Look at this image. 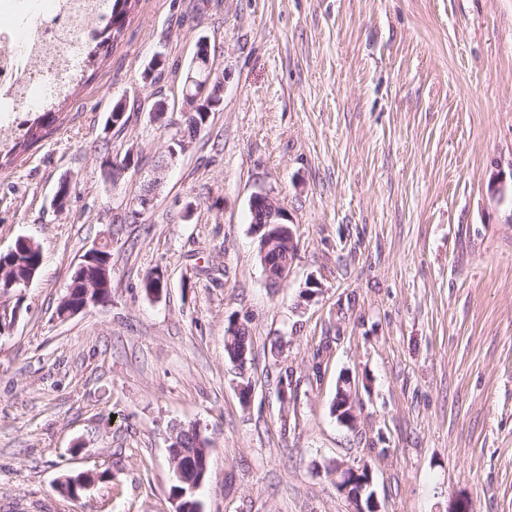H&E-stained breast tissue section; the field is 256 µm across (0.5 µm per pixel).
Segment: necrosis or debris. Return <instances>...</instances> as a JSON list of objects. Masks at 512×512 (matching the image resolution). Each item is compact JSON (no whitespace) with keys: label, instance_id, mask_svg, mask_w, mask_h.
<instances>
[{"label":"necrosis or debris","instance_id":"4bbe7bcc","mask_svg":"<svg viewBox=\"0 0 512 512\" xmlns=\"http://www.w3.org/2000/svg\"><path fill=\"white\" fill-rule=\"evenodd\" d=\"M100 0H0V142L8 141L17 115L53 101L55 72L76 77L99 15Z\"/></svg>","mask_w":512,"mask_h":512}]
</instances>
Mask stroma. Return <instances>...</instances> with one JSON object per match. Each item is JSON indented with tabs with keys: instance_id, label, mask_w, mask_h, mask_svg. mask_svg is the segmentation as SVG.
<instances>
[{
	"instance_id": "1",
	"label": "stroma",
	"mask_w": 512,
	"mask_h": 512,
	"mask_svg": "<svg viewBox=\"0 0 512 512\" xmlns=\"http://www.w3.org/2000/svg\"><path fill=\"white\" fill-rule=\"evenodd\" d=\"M202 36L222 105L146 221L123 222L172 135L151 105L178 117ZM123 97L138 109L118 130ZM57 124L0 168V251L26 236L43 252L0 297L17 312L0 333V512H174V423L210 441L203 512H352L332 460L370 466L382 512H512V198L489 189L512 176V0H140ZM129 150L111 186L101 158ZM259 192L298 243L274 288ZM107 238L111 301L57 318ZM235 320L242 369L224 353ZM346 378L351 426L332 412ZM68 471L96 480L68 499Z\"/></svg>"
}]
</instances>
